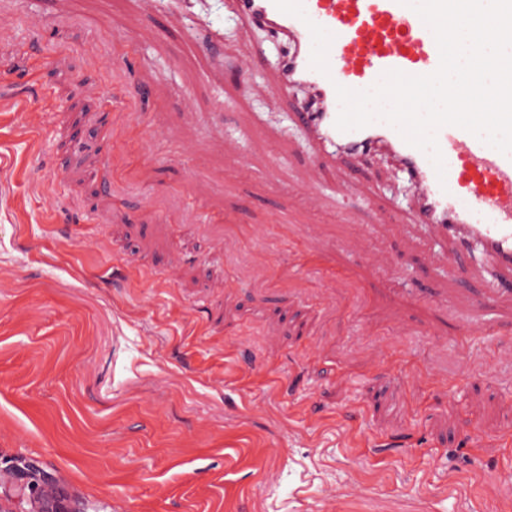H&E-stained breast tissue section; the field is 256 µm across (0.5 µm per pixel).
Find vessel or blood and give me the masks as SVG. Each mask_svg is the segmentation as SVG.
<instances>
[{
    "mask_svg": "<svg viewBox=\"0 0 512 512\" xmlns=\"http://www.w3.org/2000/svg\"><path fill=\"white\" fill-rule=\"evenodd\" d=\"M236 8L240 18L289 44L278 63L281 88L304 92L299 119L321 143L349 161L385 152L408 173L422 222L435 236L461 244L459 268H466L475 246L488 264L512 273V155L444 126L436 133L446 167L440 176L429 155L384 120L358 130L335 126L337 86L364 90L391 70L426 75L438 68L434 35L415 11L401 0H236ZM134 127L131 108L116 107L106 133L117 140ZM509 299L512 288L505 285L494 296H475L470 314L458 323L459 335H494L481 312Z\"/></svg>",
    "mask_w": 512,
    "mask_h": 512,
    "instance_id": "1",
    "label": "vessel or blood"
}]
</instances>
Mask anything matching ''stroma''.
I'll use <instances>...</instances> for the list:
<instances>
[{"instance_id": "obj_1", "label": "stroma", "mask_w": 512, "mask_h": 512, "mask_svg": "<svg viewBox=\"0 0 512 512\" xmlns=\"http://www.w3.org/2000/svg\"><path fill=\"white\" fill-rule=\"evenodd\" d=\"M205 2L206 26L167 0L144 15L138 0H0L14 20L0 94L31 80L42 94L29 108L55 107L36 136L0 118V466L36 462L87 512H323L330 487L342 512H512V373L458 369L512 348L498 306L484 311L503 328L495 341L457 333L491 270L473 255L460 290L455 251L417 222L401 167L374 153L349 180L278 89L282 45L230 0ZM212 27L224 40L204 56ZM92 42L134 62L124 84L83 54ZM93 85L141 111L82 159L69 128L98 106ZM56 165L70 185L52 181ZM73 194L83 214L65 224L57 202ZM228 213L231 256L213 249ZM256 224L274 246L270 279L251 273ZM167 261L183 267L177 284L147 272ZM301 263L343 281L333 317L316 293L277 287ZM226 277L240 283L229 296ZM296 311L325 358H306ZM396 319L409 336L391 334ZM267 326L276 336L246 367L248 332ZM312 399L318 412L303 408Z\"/></svg>"}]
</instances>
